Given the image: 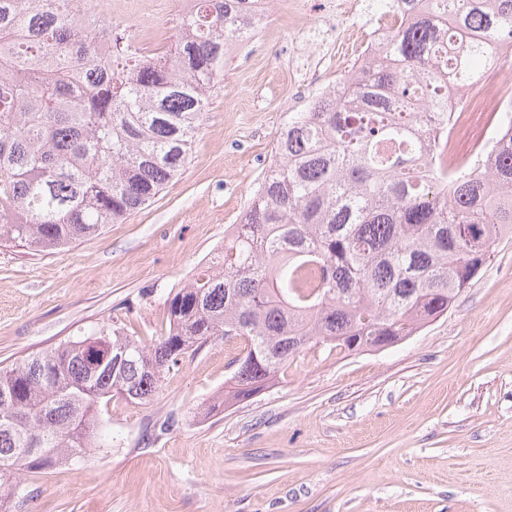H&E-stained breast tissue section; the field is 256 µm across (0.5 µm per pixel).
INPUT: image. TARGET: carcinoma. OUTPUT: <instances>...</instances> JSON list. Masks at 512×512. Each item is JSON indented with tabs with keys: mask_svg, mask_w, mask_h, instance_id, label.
<instances>
[{
	"mask_svg": "<svg viewBox=\"0 0 512 512\" xmlns=\"http://www.w3.org/2000/svg\"><path fill=\"white\" fill-rule=\"evenodd\" d=\"M195 2L148 57L129 25L94 10L72 19L68 0H0V242L62 249L180 177L232 49L258 26L252 0ZM403 2L395 60L288 116L222 261L174 293L166 333L147 345L103 330L0 369V480L83 452L101 404L149 400L212 336L242 340L224 402L242 401L310 343L353 352L410 336L470 286L512 236V113L483 163L458 169L420 108L446 113L447 80L481 81L485 52L512 42V0H435L429 20ZM103 335L133 364L93 368L87 343ZM36 439L41 453L19 459Z\"/></svg>",
	"mask_w": 512,
	"mask_h": 512,
	"instance_id": "cac0c4a2",
	"label": "carcinoma"
}]
</instances>
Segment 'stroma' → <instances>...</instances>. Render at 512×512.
Returning <instances> with one entry per match:
<instances>
[{
    "label": "stroma",
    "instance_id": "stroma-1",
    "mask_svg": "<svg viewBox=\"0 0 512 512\" xmlns=\"http://www.w3.org/2000/svg\"><path fill=\"white\" fill-rule=\"evenodd\" d=\"M232 54L181 179L69 249L0 246V368L100 330L142 341L224 244L269 164L313 0ZM242 344L214 336L151 400L112 399L94 448L0 486L9 512H512V238L448 312L382 349L311 344L228 406Z\"/></svg>",
    "mask_w": 512,
    "mask_h": 512
}]
</instances>
